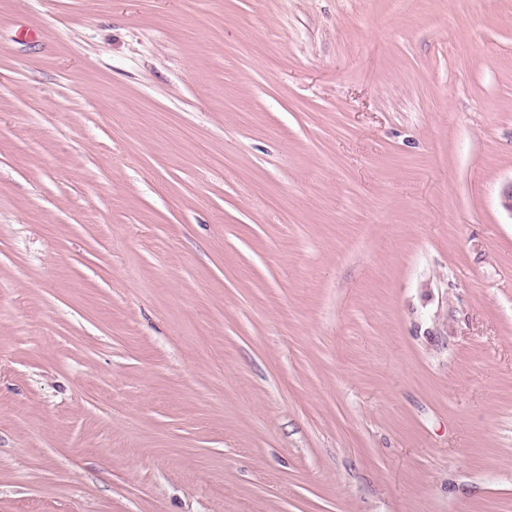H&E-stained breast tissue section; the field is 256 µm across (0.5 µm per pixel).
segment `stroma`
I'll list each match as a JSON object with an SVG mask.
<instances>
[{
    "mask_svg": "<svg viewBox=\"0 0 512 512\" xmlns=\"http://www.w3.org/2000/svg\"><path fill=\"white\" fill-rule=\"evenodd\" d=\"M512 0H0V512H512Z\"/></svg>",
    "mask_w": 512,
    "mask_h": 512,
    "instance_id": "1",
    "label": "stroma"
}]
</instances>
